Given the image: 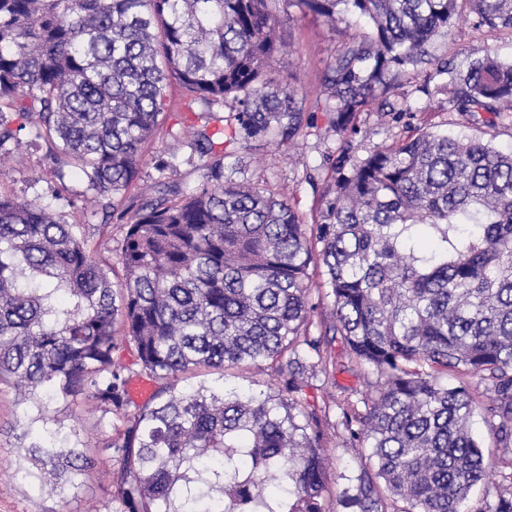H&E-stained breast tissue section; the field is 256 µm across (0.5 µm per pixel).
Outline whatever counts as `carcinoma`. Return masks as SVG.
<instances>
[{
  "label": "carcinoma",
  "instance_id": "carcinoma-1",
  "mask_svg": "<svg viewBox=\"0 0 512 512\" xmlns=\"http://www.w3.org/2000/svg\"><path fill=\"white\" fill-rule=\"evenodd\" d=\"M276 2L0 0V162L26 135L62 189L85 184L103 221L125 216L144 147L170 119L168 88L208 107L184 134L206 180L185 192L156 166L116 280L68 220L76 197L58 192L51 208L0 194V381L37 411L18 472L57 496L78 487L95 465L88 445L34 425L47 400L91 401L121 421L106 438L112 512H326L333 411L344 442L370 449L343 512H460L488 479L475 413L512 446V153L491 120L475 137L423 131L378 147L339 174L311 226L289 200L225 177L228 146L303 126L297 77L269 71ZM289 2L370 24L332 65L341 136L458 15V0ZM467 2L478 25L512 30V0ZM436 80L457 112H512V64L492 53L464 73L441 62ZM215 105L228 114L213 130ZM312 265L324 268L315 287ZM314 291L334 307L316 334ZM125 349L129 361L114 357ZM252 368L277 389L178 388L181 374ZM337 372L364 380L357 401L308 398ZM137 376L155 390L132 413ZM479 512H512V472Z\"/></svg>",
  "mask_w": 512,
  "mask_h": 512
}]
</instances>
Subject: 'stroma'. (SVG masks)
<instances>
[{"label":"stroma","mask_w":512,"mask_h":512,"mask_svg":"<svg viewBox=\"0 0 512 512\" xmlns=\"http://www.w3.org/2000/svg\"><path fill=\"white\" fill-rule=\"evenodd\" d=\"M284 23L281 31L283 46L271 64L274 72L290 69L297 77V102L305 116L313 117L312 126L303 127L292 142L280 145L262 141L239 151V171L235 178L250 182L289 199L305 224L317 223L326 205L324 193L337 176V163L342 156L357 160L373 149L404 139L420 130H440L449 135L467 138L478 134L476 118L448 109L444 92H424L423 86L431 64H421L417 71L402 79L399 89L373 100L358 114L355 134L340 136L331 128L325 111L328 104L325 86L329 68L338 53L356 33L365 31V20L347 15L336 23L301 12L298 8L280 5ZM493 52L502 61L512 63V31L490 29L476 24L469 5H462L455 25L447 36L436 38L429 52L443 58L458 70ZM168 95L173 105L172 129L161 133L145 148V164L140 186L132 188L121 206L135 212L140 204L144 186L156 176L154 164L163 159L172 162L170 181L189 191L200 185L205 170L200 160H189V151L182 147L183 129L193 125L201 112V104L185 105L178 87H170ZM17 165L0 177V194L28 199L40 198L50 203L53 180L48 171L44 151H31L19 146ZM29 403L22 401L14 387L0 382V512H86L97 504L107 512L108 492L112 481V451L104 445L98 426L100 412L87 404L69 411L63 404L50 408V415L63 431H76L79 441L92 448L96 460L84 486L67 499L39 493L21 480L16 472L15 458L20 446L21 423L31 414ZM324 454L329 461L330 496L328 512H334L336 500L349 487L364 461V449L344 444L336 432H329Z\"/></svg>","instance_id":"35a3bbf8"}]
</instances>
